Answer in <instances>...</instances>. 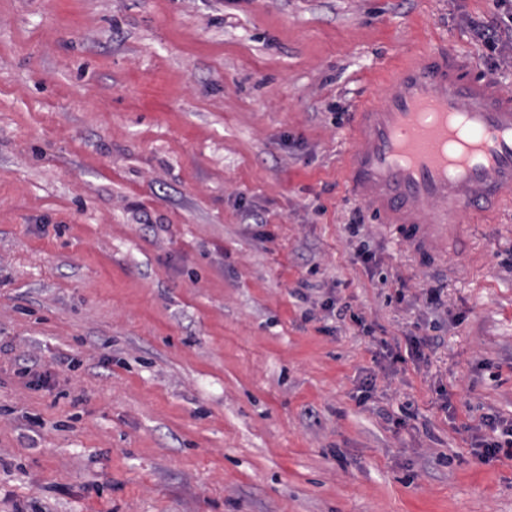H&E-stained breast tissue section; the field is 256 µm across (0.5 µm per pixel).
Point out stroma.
<instances>
[{
    "instance_id": "obj_1",
    "label": "stroma",
    "mask_w": 512,
    "mask_h": 512,
    "mask_svg": "<svg viewBox=\"0 0 512 512\" xmlns=\"http://www.w3.org/2000/svg\"><path fill=\"white\" fill-rule=\"evenodd\" d=\"M503 13L0 0V512H512V210L432 258L342 171L412 51L512 94ZM475 37L488 49L496 50L510 39L512 41V10L496 25H477ZM501 433L491 443H486L477 454L483 462L496 458L500 453L512 457V424L501 427Z\"/></svg>"
}]
</instances>
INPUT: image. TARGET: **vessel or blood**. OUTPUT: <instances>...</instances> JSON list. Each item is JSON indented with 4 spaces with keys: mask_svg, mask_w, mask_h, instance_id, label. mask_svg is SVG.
Instances as JSON below:
<instances>
[{
    "mask_svg": "<svg viewBox=\"0 0 512 512\" xmlns=\"http://www.w3.org/2000/svg\"><path fill=\"white\" fill-rule=\"evenodd\" d=\"M379 81L380 99L352 114L346 182L415 248L447 252L459 213L485 223L512 205V96L439 48L399 58Z\"/></svg>",
    "mask_w": 512,
    "mask_h": 512,
    "instance_id": "1",
    "label": "vessel or blood"
}]
</instances>
